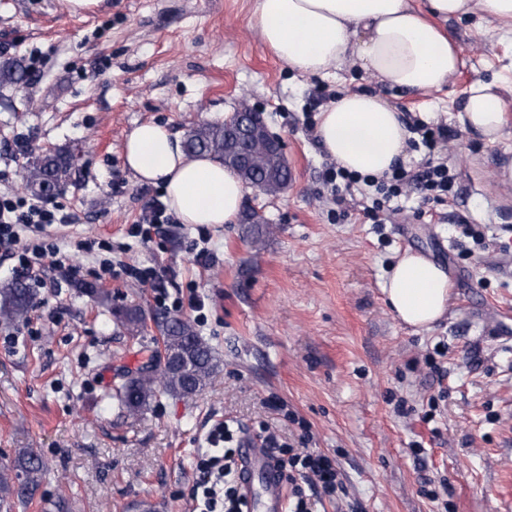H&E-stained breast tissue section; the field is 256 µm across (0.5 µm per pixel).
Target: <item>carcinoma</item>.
<instances>
[{
    "instance_id": "obj_1",
    "label": "carcinoma",
    "mask_w": 512,
    "mask_h": 512,
    "mask_svg": "<svg viewBox=\"0 0 512 512\" xmlns=\"http://www.w3.org/2000/svg\"><path fill=\"white\" fill-rule=\"evenodd\" d=\"M249 121L240 113L222 123H202L188 132L184 147L190 155H209L221 160L247 185L274 196L292 181V172L278 149L270 144L264 121L251 122L252 134L245 145L237 135L238 127ZM75 166L70 151H46L29 162L25 188L46 195L66 182ZM244 232L258 240L266 220L257 210L242 213ZM34 291L28 278L19 276L0 287V321L15 323L27 318L33 306ZM115 319L131 334L145 327V317L136 307L113 311ZM161 348L147 347L153 360L150 367L127 372L112 387V403L128 416L143 414L151 403L163 396L193 398L200 394L215 374L218 362L213 348L197 334L190 321L180 316H164L156 321ZM47 470L44 459L24 450L9 463L0 466V507L10 508L14 501L29 502L39 490Z\"/></svg>"
}]
</instances>
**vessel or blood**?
Masks as SVG:
<instances>
[{
    "instance_id": "1",
    "label": "vessel or blood",
    "mask_w": 512,
    "mask_h": 512,
    "mask_svg": "<svg viewBox=\"0 0 512 512\" xmlns=\"http://www.w3.org/2000/svg\"><path fill=\"white\" fill-rule=\"evenodd\" d=\"M237 478L247 512H284V480L267 449L243 445Z\"/></svg>"
}]
</instances>
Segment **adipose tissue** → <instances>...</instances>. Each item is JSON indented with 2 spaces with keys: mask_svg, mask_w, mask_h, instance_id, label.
<instances>
[{
  "mask_svg": "<svg viewBox=\"0 0 512 512\" xmlns=\"http://www.w3.org/2000/svg\"><path fill=\"white\" fill-rule=\"evenodd\" d=\"M428 3L425 17L408 0H260L256 26L264 44L297 73L327 76L349 59L377 81L428 93L445 85L460 63L437 19L483 10L512 22V0ZM505 110L500 84L476 82L465 92L457 121L464 131L493 142L502 133ZM316 136L326 155L364 175H382L408 159L410 133L399 112L372 93L332 101L318 115ZM124 154L139 181L162 186L165 202L181 223L237 221L243 183L215 159L186 155L181 140L166 127H135ZM382 291L401 322L423 329L445 315L451 285L441 266L407 251L392 265Z\"/></svg>",
  "mask_w": 512,
  "mask_h": 512,
  "instance_id": "adipose-tissue-1",
  "label": "adipose tissue"
}]
</instances>
